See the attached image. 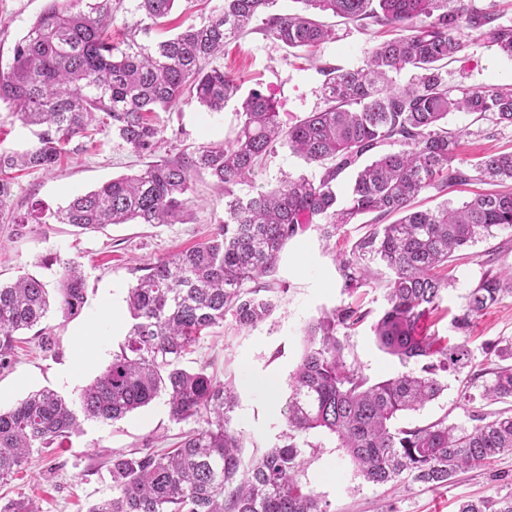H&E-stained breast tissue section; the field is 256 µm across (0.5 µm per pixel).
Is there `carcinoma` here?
<instances>
[{
  "label": "carcinoma",
  "instance_id": "cac0c4a2",
  "mask_svg": "<svg viewBox=\"0 0 512 512\" xmlns=\"http://www.w3.org/2000/svg\"><path fill=\"white\" fill-rule=\"evenodd\" d=\"M139 16L124 39L112 42V0H49L14 44L0 71V103L25 126H36L27 150L0 151V224L14 235L30 224L55 220L81 229L110 224H187L193 181L207 176L224 194V223L211 238L144 268L129 289L131 322L107 368L73 403L52 389L28 394L0 410V483L10 481L33 452L61 444L81 421L114 422L158 398L175 422L198 427L182 434L178 446L138 448L112 454V497L87 512H329L328 505L299 480L303 462L298 436L322 430L338 440L363 479L392 489L412 482L443 486L462 471L478 469L512 454V414L472 415L475 424L439 420L397 427L394 420L435 400L444 390L442 374L461 373L473 355L465 343H443L422 323L435 315L448 289L445 269L456 250L499 231L512 230V192L479 194L459 207L444 201L418 209L424 191L479 181L512 183V153H489L456 162L460 133L448 129L454 111L512 127V85L484 90L452 86L443 75L462 50L456 33L487 36L512 58V26L496 10L474 0H294L296 12L272 13L278 0H222L205 21L187 25L169 39L141 43L138 31L161 24L177 0H132ZM330 12L350 22L396 29L402 35L376 44L363 65L341 69L325 64L322 93L327 107L285 127L275 98L251 90L236 112L237 125L222 142L149 162L135 175L120 176L74 197L47 214L38 204L18 213L11 204L10 171L55 170L73 139L96 123L112 131L118 145L153 156L160 130L150 119L190 96L219 112L238 87L213 65L225 45L254 21L290 49L317 50L336 39L320 20ZM414 71L411 81L393 77ZM288 147L319 176H288L280 184L242 194L276 145ZM355 172L348 199L338 200L336 181ZM374 215L370 229L350 249L336 254L342 288L352 291L387 271L385 308L372 325L384 353L414 368L369 383L345 357L342 336L367 314L342 305L305 328L304 351L285 404L283 442L241 468L239 437L231 426V387L204 367H181L185 355L207 330L232 318L249 328L268 317L281 300L269 281L281 253L306 224L327 240L361 216ZM399 219L384 224L382 220ZM64 267L49 292L37 276L0 283V371L12 367L16 333L41 328L51 311L68 318L86 302L81 264L51 255L44 264ZM512 294V270L487 271L466 295L456 324H467ZM493 368L477 374L478 394L464 391L462 406L512 399V341L492 351ZM0 512H40L33 498L0 502ZM458 512H512V491L460 503Z\"/></svg>",
  "mask_w": 512,
  "mask_h": 512
}]
</instances>
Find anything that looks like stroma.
I'll return each instance as SVG.
<instances>
[{"label":"stroma","mask_w":512,"mask_h":512,"mask_svg":"<svg viewBox=\"0 0 512 512\" xmlns=\"http://www.w3.org/2000/svg\"><path fill=\"white\" fill-rule=\"evenodd\" d=\"M47 0H0V59L10 60L14 43L22 37ZM220 0H177L164 25L153 28L150 40L172 35L177 28L200 22L217 10ZM323 22L335 27L336 40L321 45L314 59L289 56L287 48L251 25L237 41L227 45L220 60L225 73L238 85L239 96L255 87L273 93L279 120L291 125L325 106L319 66L329 63L352 68L381 38L376 26L360 28L326 14ZM463 49L447 66L448 80L473 89L512 84V59L499 54L487 36L462 31ZM236 105L207 112L195 98H183L170 111L157 112L162 131L160 154L175 155L204 142H219L236 127ZM448 126L462 130L458 159L468 161L487 151H512V128L497 127L472 115L453 112ZM146 165L143 158L120 147L111 134L100 133L83 149L67 154L53 173L26 171L13 183L12 204L24 212L32 203L55 210L74 196L93 190L112 178L132 175ZM288 148H277L256 173L252 190L279 184L287 176L318 174ZM195 221L191 224H117L95 232L68 224H34L20 237L13 227L0 224V281L10 283L26 273L55 285L63 273L60 265L41 266L51 253L79 262L86 274V304L82 313L64 319L50 313L45 321L54 338L52 349L41 348L33 332H19L13 366L0 372V408L7 409L31 391L51 388L77 399L82 388L100 375L112 353L125 338L128 315L125 298L135 284L138 268L151 265L172 252L187 249L216 232L224 220V198L209 178H199L191 195ZM512 269V231L481 240L456 252L449 271L450 285L431 318L432 332L452 341H466L476 369L487 366L486 353L494 344L512 338V295L483 314L472 317L466 329L455 321L466 308V295L487 270ZM283 288L273 313L256 327L213 329L199 340L183 361L184 368L201 367L232 380L236 403L232 426L242 442L243 466L280 443L285 427L283 409L291 392V375L304 350V330L323 311L352 304L379 316L385 306L382 285L345 291L334 255L326 250L316 227L300 231L286 244L275 275ZM348 361L377 382L402 372L401 363L377 347L370 324L352 331L344 341ZM277 382L269 396L263 382ZM445 390L418 411L400 416L402 426H423L438 420L465 423L469 411L459 401L468 380L448 374ZM194 421L175 422L163 400H155L113 422H86L82 433L64 447L33 455L26 471L0 486V499L26 494L37 497L42 512H87L95 501L112 495L107 462L113 452L147 445L169 448L179 436L194 428ZM302 450V484L327 502L330 512H456L460 502L495 494L502 482L494 474L512 478V455L499 457L484 469L460 474L440 488L410 483L397 491L365 482L335 436L313 432L297 440Z\"/></svg>","instance_id":"obj_1"}]
</instances>
